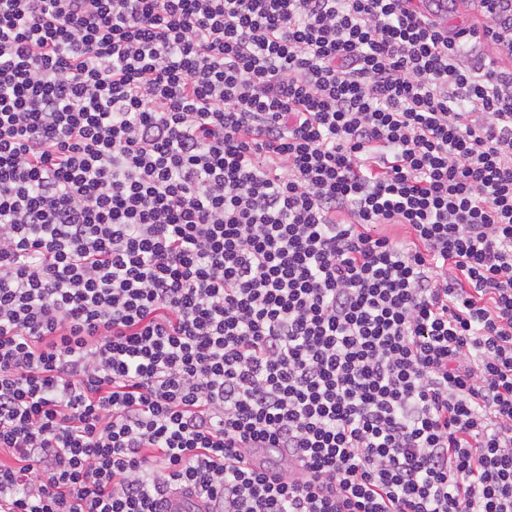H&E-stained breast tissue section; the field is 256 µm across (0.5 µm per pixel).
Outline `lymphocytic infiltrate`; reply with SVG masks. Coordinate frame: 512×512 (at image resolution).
I'll use <instances>...</instances> for the list:
<instances>
[{
	"label": "lymphocytic infiltrate",
	"instance_id": "obj_1",
	"mask_svg": "<svg viewBox=\"0 0 512 512\" xmlns=\"http://www.w3.org/2000/svg\"><path fill=\"white\" fill-rule=\"evenodd\" d=\"M463 2L0 0V512H512V0Z\"/></svg>",
	"mask_w": 512,
	"mask_h": 512
}]
</instances>
